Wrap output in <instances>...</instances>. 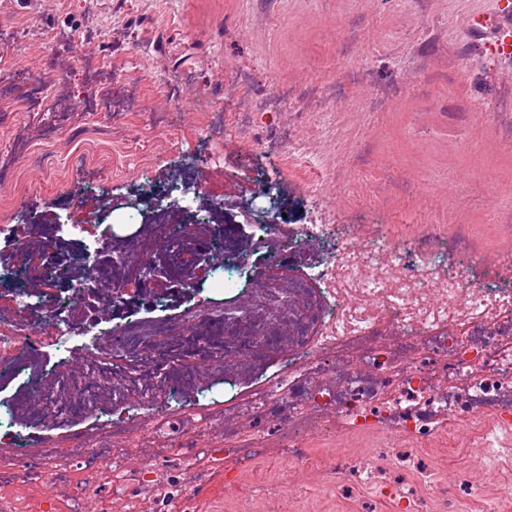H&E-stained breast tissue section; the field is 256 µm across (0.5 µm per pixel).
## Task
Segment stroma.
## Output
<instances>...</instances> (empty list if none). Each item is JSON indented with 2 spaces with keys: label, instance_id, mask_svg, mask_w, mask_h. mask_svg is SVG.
Returning <instances> with one entry per match:
<instances>
[{
  "label": "stroma",
  "instance_id": "35a3bbf8",
  "mask_svg": "<svg viewBox=\"0 0 512 512\" xmlns=\"http://www.w3.org/2000/svg\"><path fill=\"white\" fill-rule=\"evenodd\" d=\"M512 16V0H0V31L13 35L0 49V76L12 113L0 149L11 150L17 167L13 183L0 188V225L24 223L38 213L43 224H81L87 238L104 225L143 227L139 257L155 260L142 297L110 305L107 324L130 316L174 320L198 305V282L208 271L216 239L228 240L267 278L303 288L294 269L321 260L317 246L283 250L273 264L253 254L249 226L241 213L266 207L257 183L278 187L282 226L309 223L325 212L336 224H405L432 219L448 225L453 204L464 207L477 232L496 252L512 255V235L488 224L485 205L512 185V146L500 137V123L512 120V59L485 62L472 54L473 29L483 15ZM367 60L371 84L351 89L355 102L324 111L315 86L329 82L337 60ZM99 67L112 84V109L92 112L74 123L69 107L87 104L96 91L88 65ZM38 76L52 108L26 109ZM294 86L309 107L257 112L237 125L243 101L266 96L273 82ZM137 88L140 101L126 94ZM386 97L384 110L362 115L357 99ZM179 102L186 123L165 131L157 114ZM224 113L225 125L207 129L205 114ZM306 142L316 164L296 174L288 160L283 131ZM360 157L349 169L351 157ZM181 176L179 205L205 188L217 206L209 224L183 243L192 265H170L154 246L158 231L153 199L143 180L156 188ZM230 208H222L221 200ZM59 284L36 278L0 282V317L19 316L34 326L56 321L52 308ZM38 293L42 305L18 309L20 293ZM277 368L275 353L241 356L229 370L247 388ZM223 366L183 379L174 402L149 404L130 397L132 412L164 420L184 417L188 437L203 448L224 445V402L230 396ZM213 411L211 424L192 426L200 405ZM0 405L10 408L13 429L27 449L1 448L0 462L18 468L13 495L25 512H43L52 496L55 512H76L79 481L45 489L25 471L22 453H36L45 439L64 448L73 431L97 432L116 414L110 388H102L95 415L55 424L18 382H0ZM267 453L246 463L234 456L197 467L210 473L208 489L160 504L151 489L136 499L111 494V474L94 482V512H431L438 486L459 500L460 512H488L504 488L512 486V450L490 460L472 448L455 418H448L428 442L389 439L374 431H335L314 441L312 465L289 464L283 452L288 432L279 422L262 423ZM376 459L370 481H329L336 464L363 466ZM468 473L477 482L466 490ZM396 479L410 489L408 499L379 494V483Z\"/></svg>",
  "mask_w": 512,
  "mask_h": 512
}]
</instances>
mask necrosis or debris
I'll return each instance as SVG.
<instances>
[{"label": "necrosis or debris", "mask_w": 512, "mask_h": 512, "mask_svg": "<svg viewBox=\"0 0 512 512\" xmlns=\"http://www.w3.org/2000/svg\"><path fill=\"white\" fill-rule=\"evenodd\" d=\"M441 235V225L418 223L350 224L340 233L322 219L293 229V242H330L334 252L311 273L317 303L302 302L296 291L288 293L297 339L287 367L248 398L225 407L230 416L246 419L247 428L227 429L224 448L202 450L185 437L180 418L156 425L128 415L106 421L99 433H75L65 451L68 467H60L49 449L32 457L35 479L52 486L68 480L71 467L87 479L106 468L119 495L127 497L149 485L163 502L207 486L208 474L194 464L198 456L262 457L264 438L253 424L263 419L312 435L341 425L350 430L375 427L391 437H429L439 419L452 414L476 432L475 448L494 457L505 436L512 434V341L504 337L512 326V289L487 287L472 280L467 270L502 267L506 259L487 249L473 225L463 220L454 228V241L467 256L466 264L400 249L403 239L427 242ZM99 241L103 257L93 271L94 281L115 278L128 287L134 275L123 271L117 260L133 253L134 245L108 231ZM95 340L104 354L85 358L81 376L63 374L34 387L56 421L91 415L100 384L125 397L138 389L140 377L154 374L161 357L170 359L165 381L172 384L208 368L215 347H223L229 361L278 346L249 302L206 306L181 322L154 329L119 325ZM75 350L68 329L58 327L47 335L42 327H26L17 320L0 323L2 376L28 380L33 354L61 363ZM160 431L170 437L183 463L174 484L159 478L156 467L168 449H151L149 460L136 468L114 450L133 437Z\"/></svg>", "instance_id": "1"}]
</instances>
